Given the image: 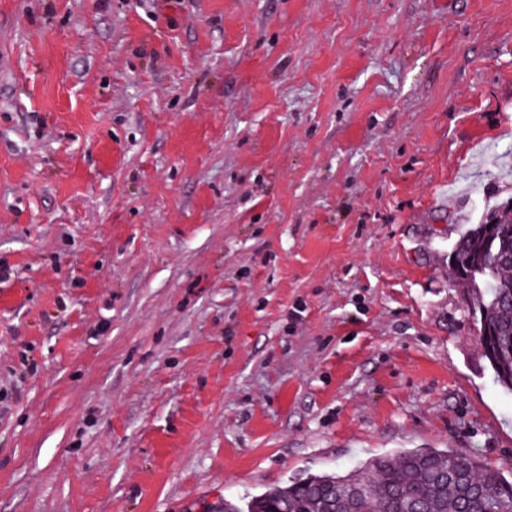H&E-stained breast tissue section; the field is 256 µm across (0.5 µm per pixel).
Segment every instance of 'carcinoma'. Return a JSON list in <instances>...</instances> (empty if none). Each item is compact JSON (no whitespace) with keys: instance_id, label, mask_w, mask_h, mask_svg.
Returning a JSON list of instances; mask_svg holds the SVG:
<instances>
[{"instance_id":"obj_1","label":"carcinoma","mask_w":512,"mask_h":512,"mask_svg":"<svg viewBox=\"0 0 512 512\" xmlns=\"http://www.w3.org/2000/svg\"><path fill=\"white\" fill-rule=\"evenodd\" d=\"M481 264L485 274L471 277ZM451 273L470 286L469 309L495 385L512 393V204L487 209L448 255ZM512 512V480L476 457L440 448L382 455L346 474H310L224 512Z\"/></svg>"}]
</instances>
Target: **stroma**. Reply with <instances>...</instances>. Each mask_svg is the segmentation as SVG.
<instances>
[{
  "label": "stroma",
  "mask_w": 512,
  "mask_h": 512,
  "mask_svg": "<svg viewBox=\"0 0 512 512\" xmlns=\"http://www.w3.org/2000/svg\"><path fill=\"white\" fill-rule=\"evenodd\" d=\"M511 143L512 0H0V512L511 465L448 270Z\"/></svg>",
  "instance_id": "obj_1"
}]
</instances>
